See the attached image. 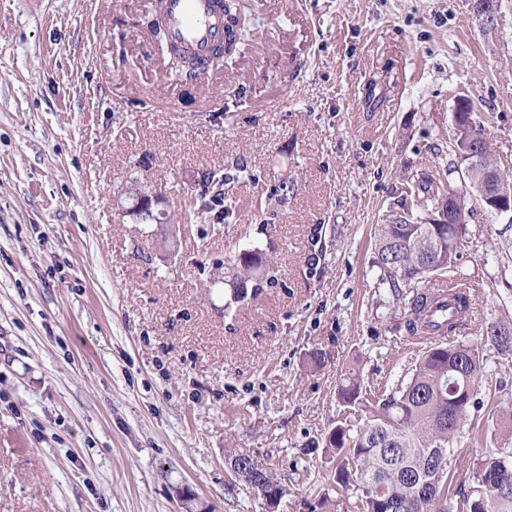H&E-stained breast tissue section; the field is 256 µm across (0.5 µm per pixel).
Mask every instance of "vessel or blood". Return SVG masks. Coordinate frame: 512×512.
Returning a JSON list of instances; mask_svg holds the SVG:
<instances>
[{"label": "vessel or blood", "instance_id": "b4317fda", "mask_svg": "<svg viewBox=\"0 0 512 512\" xmlns=\"http://www.w3.org/2000/svg\"><path fill=\"white\" fill-rule=\"evenodd\" d=\"M168 33L205 62L212 48L224 38V16L215 0H162Z\"/></svg>", "mask_w": 512, "mask_h": 512}]
</instances>
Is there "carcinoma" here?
<instances>
[{
    "instance_id": "1",
    "label": "carcinoma",
    "mask_w": 512,
    "mask_h": 512,
    "mask_svg": "<svg viewBox=\"0 0 512 512\" xmlns=\"http://www.w3.org/2000/svg\"><path fill=\"white\" fill-rule=\"evenodd\" d=\"M225 36L222 45L237 41V0H221ZM176 63L172 69L192 77L193 55L170 44ZM239 174L226 168L202 175L195 193L194 217L222 224L230 214L229 192ZM479 184L468 187L447 184L430 173L408 189L389 223L375 235V262L395 290L411 288L402 317L407 336L427 341L412 367L396 383L381 390L365 386L350 370L340 378L336 395L356 423L339 420L325 437V452L336 457L333 483L336 499L323 496L320 512H339L352 501L356 512H512V494L497 495L496 481L503 467H512V450L489 448L474 458L468 489L450 494L453 456L443 459V476L430 481L437 467L429 452L450 450L463 428L471 423L472 411L483 405L486 362L483 346L492 344L512 355V325L480 324L476 342H466L471 321L467 314L475 291L446 297L431 290L428 280L448 276L458 287L467 281L454 278L459 245L471 234L468 218L472 195ZM458 197L456 223L439 224L448 194ZM236 264L226 306L239 304L261 294L263 280L253 270L263 257L245 250L230 259ZM253 285H248V282Z\"/></svg>"
}]
</instances>
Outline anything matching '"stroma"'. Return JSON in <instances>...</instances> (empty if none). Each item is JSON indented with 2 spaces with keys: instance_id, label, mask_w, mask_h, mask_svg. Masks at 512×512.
I'll return each instance as SVG.
<instances>
[{
  "instance_id": "1",
  "label": "stroma",
  "mask_w": 512,
  "mask_h": 512,
  "mask_svg": "<svg viewBox=\"0 0 512 512\" xmlns=\"http://www.w3.org/2000/svg\"><path fill=\"white\" fill-rule=\"evenodd\" d=\"M150 7L0 0V512H265L238 453L286 487L277 512H312L340 375L392 382L420 350L374 236L421 173L447 178L458 97L512 165V0L489 36L471 0H249L234 58L192 81ZM236 165L231 222L190 219L201 173ZM140 186L171 224L121 215ZM469 223L471 318L512 323V224ZM243 249L276 282L228 310L214 273ZM483 354L487 442L455 445L460 480L512 448V356Z\"/></svg>"
}]
</instances>
